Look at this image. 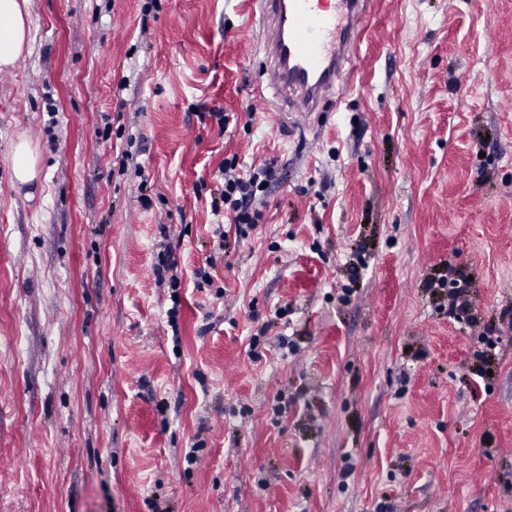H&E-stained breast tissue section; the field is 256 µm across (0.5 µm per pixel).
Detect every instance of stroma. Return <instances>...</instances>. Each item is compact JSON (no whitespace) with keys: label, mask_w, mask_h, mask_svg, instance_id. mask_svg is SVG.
I'll use <instances>...</instances> for the list:
<instances>
[{"label":"stroma","mask_w":512,"mask_h":512,"mask_svg":"<svg viewBox=\"0 0 512 512\" xmlns=\"http://www.w3.org/2000/svg\"><path fill=\"white\" fill-rule=\"evenodd\" d=\"M255 9L31 0L0 81V512H512V0H373L300 123L253 94ZM233 155L276 163L252 229L211 208ZM12 162L15 177L19 182L26 183L36 178L35 160L26 143L17 146ZM463 278V277H462ZM464 280V281H463ZM452 279L450 283L445 279H438L429 282V288L444 290L448 288V297L450 302L448 304V317L457 323L464 325L465 329L471 331L479 327L477 318L472 314L470 303L467 299H461L465 292V279Z\"/></svg>","instance_id":"35a3bbf8"}]
</instances>
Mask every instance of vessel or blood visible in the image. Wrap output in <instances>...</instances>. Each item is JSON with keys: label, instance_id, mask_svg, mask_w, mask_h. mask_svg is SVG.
Instances as JSON below:
<instances>
[{"label": "vessel or blood", "instance_id": "obj_1", "mask_svg": "<svg viewBox=\"0 0 512 512\" xmlns=\"http://www.w3.org/2000/svg\"><path fill=\"white\" fill-rule=\"evenodd\" d=\"M369 0H260L262 49L273 63L255 93H298L295 111L308 112L320 92L347 83L345 51L359 34Z\"/></svg>", "mask_w": 512, "mask_h": 512}]
</instances>
